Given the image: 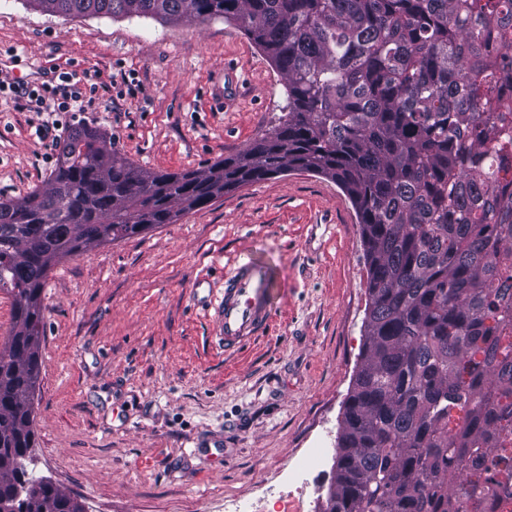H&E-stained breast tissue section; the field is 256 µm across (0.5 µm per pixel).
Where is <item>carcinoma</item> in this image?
Masks as SVG:
<instances>
[{"label": "carcinoma", "mask_w": 512, "mask_h": 512, "mask_svg": "<svg viewBox=\"0 0 512 512\" xmlns=\"http://www.w3.org/2000/svg\"><path fill=\"white\" fill-rule=\"evenodd\" d=\"M63 15L235 22L286 85L287 118L231 158L149 172L77 125L48 181L0 199V501L73 512L28 473L42 292L62 259L291 171L335 180L361 225L370 303L330 512H478L512 477V0H26Z\"/></svg>", "instance_id": "cac0c4a2"}]
</instances>
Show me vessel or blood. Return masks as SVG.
Wrapping results in <instances>:
<instances>
[{
  "label": "vessel or blood",
  "instance_id": "1",
  "mask_svg": "<svg viewBox=\"0 0 512 512\" xmlns=\"http://www.w3.org/2000/svg\"><path fill=\"white\" fill-rule=\"evenodd\" d=\"M271 281L253 262H240L224 273V288L209 302L208 314L225 354L238 353L263 334L271 321Z\"/></svg>",
  "mask_w": 512,
  "mask_h": 512
}]
</instances>
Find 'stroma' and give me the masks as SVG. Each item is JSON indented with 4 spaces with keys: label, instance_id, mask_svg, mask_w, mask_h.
<instances>
[{
    "label": "stroma",
    "instance_id": "obj_1",
    "mask_svg": "<svg viewBox=\"0 0 512 512\" xmlns=\"http://www.w3.org/2000/svg\"><path fill=\"white\" fill-rule=\"evenodd\" d=\"M90 68L79 124L140 168L242 152L287 111L284 81L235 23L65 17L0 0V73L28 85ZM0 92V198L44 186L50 139ZM271 276L273 322L238 355L211 343L214 265ZM357 213L335 181L288 172L50 272L29 474L85 512H324L369 304ZM327 449L299 483L298 456Z\"/></svg>",
    "mask_w": 512,
    "mask_h": 512
}]
</instances>
